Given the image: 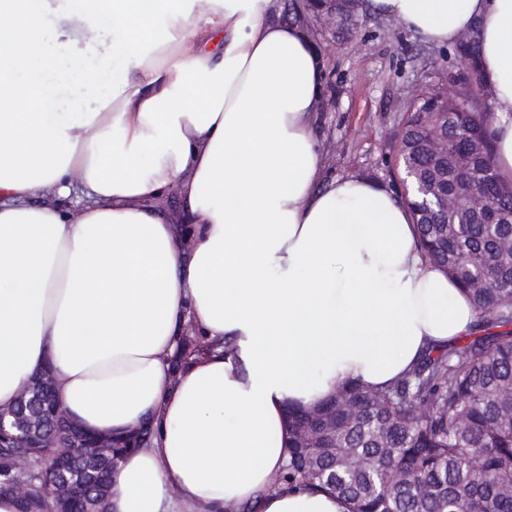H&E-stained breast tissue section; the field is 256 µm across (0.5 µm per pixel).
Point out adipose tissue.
<instances>
[{
    "label": "adipose tissue",
    "mask_w": 512,
    "mask_h": 512,
    "mask_svg": "<svg viewBox=\"0 0 512 512\" xmlns=\"http://www.w3.org/2000/svg\"><path fill=\"white\" fill-rule=\"evenodd\" d=\"M372 6L432 44L474 32L511 180L512 0ZM281 10L0 0V411L49 369L86 431L149 428L104 512H350L273 488L289 407L387 385L477 319L399 199L361 179L319 188L322 63ZM172 189L175 220L158 204ZM189 323L215 348L177 368Z\"/></svg>",
    "instance_id": "adipose-tissue-1"
}]
</instances>
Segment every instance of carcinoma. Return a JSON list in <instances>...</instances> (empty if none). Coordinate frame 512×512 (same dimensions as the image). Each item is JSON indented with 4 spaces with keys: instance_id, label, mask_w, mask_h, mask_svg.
Wrapping results in <instances>:
<instances>
[{
    "instance_id": "carcinoma-1",
    "label": "carcinoma",
    "mask_w": 512,
    "mask_h": 512,
    "mask_svg": "<svg viewBox=\"0 0 512 512\" xmlns=\"http://www.w3.org/2000/svg\"><path fill=\"white\" fill-rule=\"evenodd\" d=\"M361 6L360 0H336L342 18L336 38L354 33ZM456 52L463 67L454 80L465 100L432 91L406 106L401 170L410 168L419 179L429 174L416 144L432 131L446 132L448 181L455 178L457 156L468 152L486 203L511 213L512 183L498 173L488 133L496 116L476 65L477 42L461 39ZM404 203L424 256L472 297L476 331L429 350L386 387H344L311 419L302 409L289 413L288 459L276 482L334 493L349 501L351 512H512V256L502 250L512 239V223L447 226L439 215L421 212L413 195ZM486 275L496 287H478ZM206 348L182 337L174 366ZM31 408L44 423L76 434L79 447L65 441L60 448H13L1 438L0 495L24 483L29 491L20 512H100L108 491L98 488L97 478L112 474L129 449L148 443L150 432L139 428L96 454V437L68 423L53 389L41 392ZM73 453L83 455L82 468L65 476L59 465ZM475 456L476 470L470 467Z\"/></svg>"
}]
</instances>
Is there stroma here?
Listing matches in <instances>:
<instances>
[{
  "label": "stroma",
  "mask_w": 512,
  "mask_h": 512,
  "mask_svg": "<svg viewBox=\"0 0 512 512\" xmlns=\"http://www.w3.org/2000/svg\"><path fill=\"white\" fill-rule=\"evenodd\" d=\"M296 4L281 0L282 15L310 37L323 61L317 134L324 181L363 178L396 192L402 109L413 94L440 87L458 70L455 45L424 42L372 9L353 39L337 42Z\"/></svg>",
  "instance_id": "35a3bbf8"
}]
</instances>
